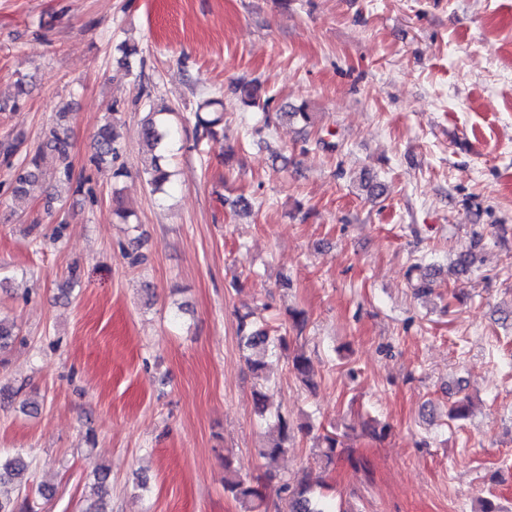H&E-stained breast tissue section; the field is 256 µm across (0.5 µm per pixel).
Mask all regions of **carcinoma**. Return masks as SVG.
Wrapping results in <instances>:
<instances>
[{
	"label": "carcinoma",
	"mask_w": 512,
	"mask_h": 512,
	"mask_svg": "<svg viewBox=\"0 0 512 512\" xmlns=\"http://www.w3.org/2000/svg\"><path fill=\"white\" fill-rule=\"evenodd\" d=\"M240 102L252 109L269 112L270 98L261 93V85L252 80L238 85ZM69 105L60 108V122L45 134L40 147L34 155L26 156L18 163L12 159L20 153L24 143V134L7 135L0 139V161L12 167L9 188L13 196L30 195L37 187L46 189L45 197L49 200L60 199V192H80L84 183L76 177L70 161L73 148L70 129L63 120ZM163 109L149 105V111L143 118L141 135L150 147L149 164L142 170L144 180L154 193L164 191L172 176L169 164L168 145L175 137L172 127L164 123L160 116ZM195 124L201 136L214 137L218 131L224 130V101L217 96H209L202 100L194 113ZM119 119L111 111L98 125L93 135L94 155L92 162L100 167L112 165L118 158L122 144L117 131ZM237 335L239 344L246 352H260L259 358H246L257 386L253 392L254 405L258 415L267 426L276 433V437L265 447L258 449V455L264 459L267 468L263 475L250 478L241 473L233 456L224 455V492L239 501L244 512H261L265 499L261 481L279 480L283 493L281 512H332L325 503L326 495L316 491L305 479L290 480L280 476L272 469V464L285 456L288 448V433L294 430V425L288 417L281 413L266 415V403L270 380L266 376L265 356H271L279 351L288 349V327L275 330L256 320L254 313L246 312L238 316ZM16 325L0 318V355L9 353L16 341ZM291 371L304 385L312 386L308 358L303 353H296L291 358ZM341 442L337 434L329 431L322 435L321 457L326 462L333 461L336 450ZM29 462L23 453H0V486L5 483H15L24 487L29 493H44V488H33L27 485Z\"/></svg>",
	"instance_id": "carcinoma-1"
}]
</instances>
